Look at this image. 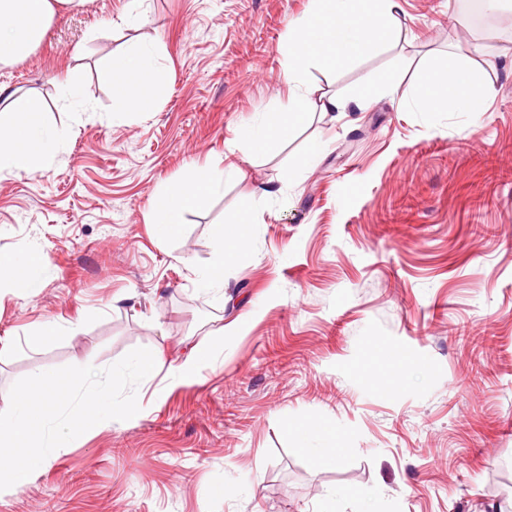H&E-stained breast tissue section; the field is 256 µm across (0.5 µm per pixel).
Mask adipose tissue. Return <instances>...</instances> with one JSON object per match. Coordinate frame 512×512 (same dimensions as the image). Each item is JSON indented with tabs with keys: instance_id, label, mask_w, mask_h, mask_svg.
<instances>
[{
	"instance_id": "ef3b65f1",
	"label": "adipose tissue",
	"mask_w": 512,
	"mask_h": 512,
	"mask_svg": "<svg viewBox=\"0 0 512 512\" xmlns=\"http://www.w3.org/2000/svg\"><path fill=\"white\" fill-rule=\"evenodd\" d=\"M85 0H0V65L28 56L43 40L55 15L81 7ZM397 0H312V7L291 27L281 51L283 79L289 86L287 105L264 113L260 130H242L249 154L266 152L274 142L295 131L312 101L302 77L310 67L325 70L359 59L397 32ZM153 53L133 45L114 55L103 72L113 97L124 112H150L156 105L152 86ZM486 99L478 71L461 64L448 68L429 63L423 74L417 104L424 112H477ZM0 172H30L52 155L65 132H47L36 98L0 96ZM219 186L204 169L162 189L156 196L152 222L160 241L179 236L187 212L200 206ZM255 215L245 209L239 219L218 233L216 256L200 275L203 286L224 288V267L236 262L253 245ZM43 255L33 249L0 253V288L12 282L17 271L27 274V286L38 289Z\"/></svg>"
}]
</instances>
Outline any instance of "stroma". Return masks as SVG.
I'll return each instance as SVG.
<instances>
[{
    "label": "stroma",
    "instance_id": "obj_1",
    "mask_svg": "<svg viewBox=\"0 0 512 512\" xmlns=\"http://www.w3.org/2000/svg\"><path fill=\"white\" fill-rule=\"evenodd\" d=\"M399 5L394 38L304 76L317 96L389 71L395 89L313 108L259 156L240 133L287 103L280 48L311 0H85L0 66L68 133L37 171L0 174V252L46 262L37 293L0 291V408L36 371L150 346L166 363L140 413L58 448L0 512H512V7L480 27L466 0ZM133 44L157 50L151 112L118 111L99 78ZM465 58L483 112L420 111L425 66ZM66 83L93 111L69 109ZM195 167L221 187L159 241L155 196ZM248 206L251 253L223 294L203 289ZM47 319L63 335L32 342ZM219 329L193 376L168 374ZM313 425L346 455L323 464L328 440L293 433ZM398 75L397 73H389L387 74L381 82L376 85L369 87L365 92H363L359 97L354 99H339L335 96L328 97L321 106L326 111H336V112H346L350 105L353 103L354 107L357 109H362L364 102L371 96L391 91L398 83Z\"/></svg>",
    "mask_w": 512,
    "mask_h": 512
}]
</instances>
